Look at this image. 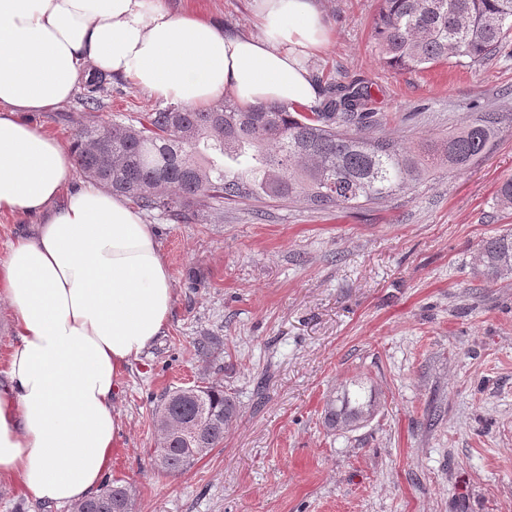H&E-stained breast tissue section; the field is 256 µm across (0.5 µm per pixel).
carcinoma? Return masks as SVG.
I'll return each mask as SVG.
<instances>
[{"label":"carcinoma","mask_w":512,"mask_h":512,"mask_svg":"<svg viewBox=\"0 0 512 512\" xmlns=\"http://www.w3.org/2000/svg\"><path fill=\"white\" fill-rule=\"evenodd\" d=\"M374 37L383 62L412 70L448 62L474 66L500 52L512 37V0H380ZM107 75H91L82 105L89 112L73 134L81 174L133 199L143 210L177 222L198 221L226 204L286 205L296 198L319 208L358 209L426 180L443 165L461 172L486 154L512 116L477 112L470 123L426 148L377 134L371 87L359 79L331 82L308 112L275 103L241 109L226 97L207 109L158 105L138 124L100 123ZM112 158L107 163L106 158ZM486 275L512 274V233L485 241ZM164 393L157 409L175 422H192L214 449L238 414L236 397L222 386H199L200 402ZM375 401L345 390L326 401L331 430L369 421ZM154 468L178 475L190 468L192 449L165 426ZM129 486L107 482L74 505L80 512H121Z\"/></svg>","instance_id":"cac0c4a2"}]
</instances>
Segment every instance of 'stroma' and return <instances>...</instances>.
I'll use <instances>...</instances> for the list:
<instances>
[{
	"mask_svg": "<svg viewBox=\"0 0 512 512\" xmlns=\"http://www.w3.org/2000/svg\"><path fill=\"white\" fill-rule=\"evenodd\" d=\"M167 2L256 30L252 0ZM319 4L332 38L313 76L369 82L382 133L414 147L476 111L512 113V44L473 67L396 71L372 38L379 0ZM102 101L101 122L156 104L116 78ZM82 112L74 98L27 118L68 144ZM510 176L509 122L466 170L363 209L228 205L199 224L144 213L175 303L121 377L110 476L132 487L133 512H512V275L479 265L484 241L512 228L496 200ZM205 336L208 357L194 347ZM201 382L230 389L238 417L183 474L154 470L161 394ZM349 384L378 409L329 430L324 404Z\"/></svg>",
	"mask_w": 512,
	"mask_h": 512,
	"instance_id": "35a3bbf8",
	"label": "stroma"
}]
</instances>
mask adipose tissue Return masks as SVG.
<instances>
[{
    "label": "adipose tissue",
    "mask_w": 512,
    "mask_h": 512,
    "mask_svg": "<svg viewBox=\"0 0 512 512\" xmlns=\"http://www.w3.org/2000/svg\"><path fill=\"white\" fill-rule=\"evenodd\" d=\"M257 33L167 0H0V215H35L0 260L14 338L0 363V482L34 501L91 496L121 441L120 377L166 332L171 269L126 197L73 185L70 148L26 119L90 70L169 104L313 105L331 41L316 0H254Z\"/></svg>",
    "instance_id": "obj_1"
}]
</instances>
